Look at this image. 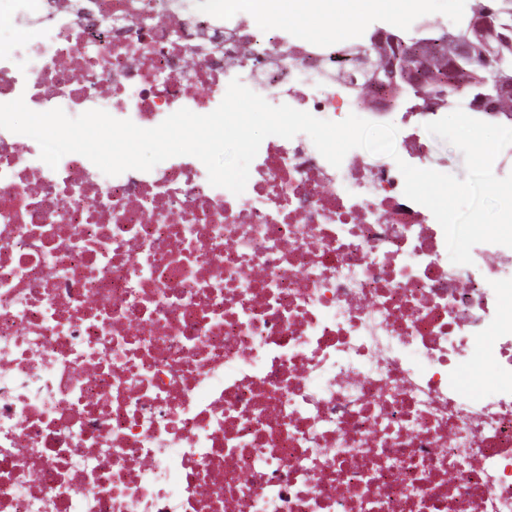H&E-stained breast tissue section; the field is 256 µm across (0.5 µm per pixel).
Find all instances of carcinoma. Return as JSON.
I'll return each instance as SVG.
<instances>
[{"mask_svg":"<svg viewBox=\"0 0 512 512\" xmlns=\"http://www.w3.org/2000/svg\"><path fill=\"white\" fill-rule=\"evenodd\" d=\"M464 18L471 54L461 56L451 40L433 51V65L453 81L452 94L464 90L473 96L487 86V71L479 65L484 57L496 60L495 76L512 79V0H471Z\"/></svg>","mask_w":512,"mask_h":512,"instance_id":"carcinoma-1","label":"carcinoma"}]
</instances>
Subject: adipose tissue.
<instances>
[{
	"label": "adipose tissue",
	"instance_id": "adipose-tissue-1",
	"mask_svg": "<svg viewBox=\"0 0 512 512\" xmlns=\"http://www.w3.org/2000/svg\"><path fill=\"white\" fill-rule=\"evenodd\" d=\"M430 3L431 0H252L257 20L274 14L305 34L321 31L336 38L348 31L350 21L365 15L380 13L397 18L426 10Z\"/></svg>",
	"mask_w": 512,
	"mask_h": 512
}]
</instances>
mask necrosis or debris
Returning <instances> with one entry per match:
<instances>
[{
  "mask_svg": "<svg viewBox=\"0 0 512 512\" xmlns=\"http://www.w3.org/2000/svg\"><path fill=\"white\" fill-rule=\"evenodd\" d=\"M9 0L0 103L153 128L231 80L373 114L333 42L223 0ZM263 140L241 195L192 156L104 175L0 129V512H512V249L449 265L397 166ZM482 350L498 386L460 385Z\"/></svg>",
  "mask_w": 512,
  "mask_h": 512,
  "instance_id": "1",
  "label": "necrosis or debris"
}]
</instances>
